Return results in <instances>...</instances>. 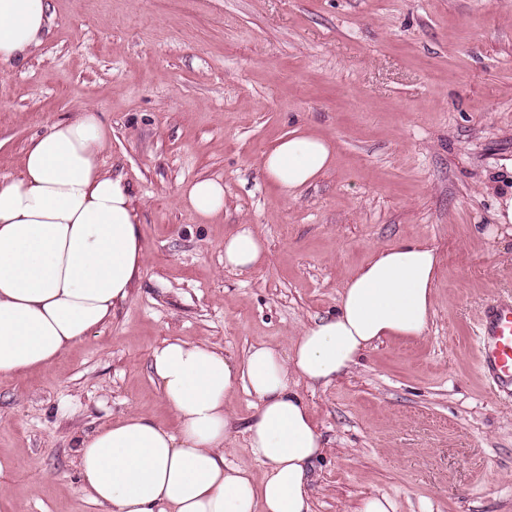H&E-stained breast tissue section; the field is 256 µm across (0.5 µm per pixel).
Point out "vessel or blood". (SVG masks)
I'll use <instances>...</instances> for the list:
<instances>
[{
	"label": "vessel or blood",
	"instance_id": "vessel-or-blood-1",
	"mask_svg": "<svg viewBox=\"0 0 512 512\" xmlns=\"http://www.w3.org/2000/svg\"><path fill=\"white\" fill-rule=\"evenodd\" d=\"M477 343L483 372L512 392V299L497 298L483 308Z\"/></svg>",
	"mask_w": 512,
	"mask_h": 512
}]
</instances>
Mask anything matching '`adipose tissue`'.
<instances>
[{
  "label": "adipose tissue",
  "mask_w": 512,
  "mask_h": 512,
  "mask_svg": "<svg viewBox=\"0 0 512 512\" xmlns=\"http://www.w3.org/2000/svg\"><path fill=\"white\" fill-rule=\"evenodd\" d=\"M50 0H0V63L25 61L42 43ZM105 127L93 111L59 120L33 138L20 171L0 178V379L53 366L127 304L144 270L131 189L100 163ZM330 140L297 129L261 159L289 198L332 166ZM179 201L197 223L224 212V182L184 185ZM262 234L240 224L224 237V266L263 268ZM440 256L429 243L372 248L344 283L333 314L305 325L288 348L263 343L238 361L214 346L164 340L150 355L173 428L132 411L79 437L81 490L105 512H314L309 471L325 452L303 387L326 388L387 338L426 333ZM255 400L246 450L259 471L224 458L228 404Z\"/></svg>",
  "instance_id": "1"
}]
</instances>
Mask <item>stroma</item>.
I'll use <instances>...</instances> for the list:
<instances>
[{
    "label": "stroma",
    "instance_id": "obj_1",
    "mask_svg": "<svg viewBox=\"0 0 512 512\" xmlns=\"http://www.w3.org/2000/svg\"><path fill=\"white\" fill-rule=\"evenodd\" d=\"M91 109L101 160L132 187L145 267L132 299L49 369L0 379V512H103L80 490L78 438L138 410L174 426L150 371L163 340L241 359L287 346L335 311L373 246L428 242L442 256L418 339L383 340L345 377L305 389L327 448L314 512L370 495L395 512H512V398L484 376L481 310L512 297V236L488 239L512 160V0H51L23 64L0 63V176L30 138ZM336 162L296 198L260 160L295 128ZM224 181V215L178 201ZM253 224L269 261L224 267V234ZM225 458L256 469L246 392ZM179 202L188 209L199 224H212L224 213V181L205 178L184 185Z\"/></svg>",
    "mask_w": 512,
    "mask_h": 512
}]
</instances>
